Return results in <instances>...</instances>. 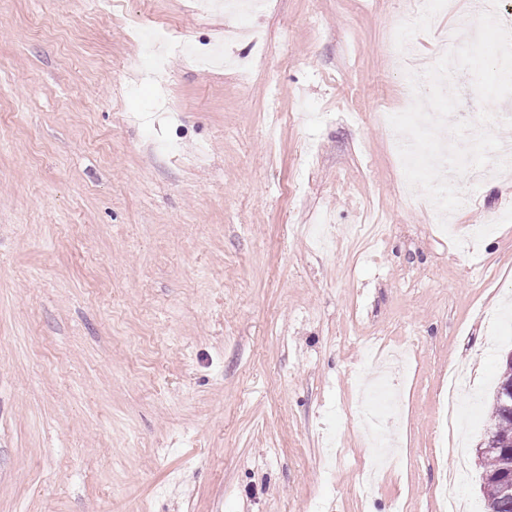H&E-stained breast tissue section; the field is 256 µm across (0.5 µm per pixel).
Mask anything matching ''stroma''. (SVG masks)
Wrapping results in <instances>:
<instances>
[{"mask_svg":"<svg viewBox=\"0 0 512 512\" xmlns=\"http://www.w3.org/2000/svg\"><path fill=\"white\" fill-rule=\"evenodd\" d=\"M148 24L248 76L178 53L150 72ZM474 26L469 0H0V512H436L445 467L483 508L512 194L462 179L450 221L472 246L450 245L373 118ZM370 340L409 350L386 429L404 454L375 484L355 400ZM460 366L464 446L441 468ZM461 381L456 375L448 377V391L445 390L439 399L441 413L448 424L458 415V398L461 391Z\"/></svg>","mask_w":512,"mask_h":512,"instance_id":"obj_1","label":"stroma"}]
</instances>
